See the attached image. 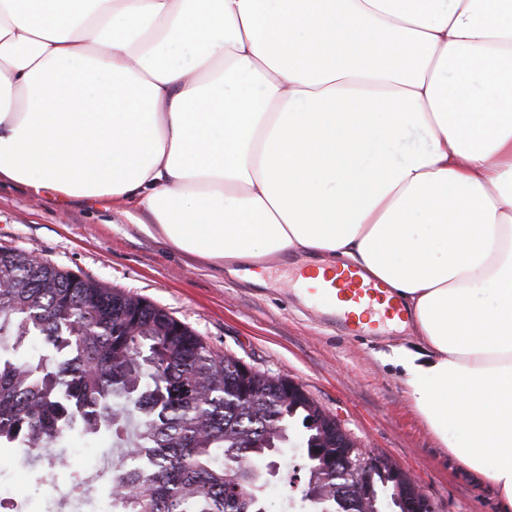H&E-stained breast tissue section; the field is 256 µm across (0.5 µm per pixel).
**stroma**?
I'll return each mask as SVG.
<instances>
[{
	"label": "stroma",
	"mask_w": 512,
	"mask_h": 512,
	"mask_svg": "<svg viewBox=\"0 0 512 512\" xmlns=\"http://www.w3.org/2000/svg\"><path fill=\"white\" fill-rule=\"evenodd\" d=\"M0 246L18 248L56 267L150 300L191 327L220 355L301 384L337 415L358 446L395 462L423 487L435 512H497L494 487L452 457L404 393L393 349L413 345L411 330L352 336L323 317L291 288L302 257L269 264L261 282L229 275L224 267L181 254L142 233L112 211L74 199L33 198L27 187L0 184ZM306 431L291 424L284 454L266 490L279 502L292 492L288 479L305 463ZM117 445L108 436L64 443L66 463L26 467L21 448L0 447V490L22 512H54L58 498L83 477L85 512L109 485L96 463Z\"/></svg>",
	"instance_id": "1"
}]
</instances>
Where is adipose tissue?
Returning a JSON list of instances; mask_svg holds the SVG:
<instances>
[{
  "label": "adipose tissue",
  "instance_id": "adipose-tissue-1",
  "mask_svg": "<svg viewBox=\"0 0 512 512\" xmlns=\"http://www.w3.org/2000/svg\"><path fill=\"white\" fill-rule=\"evenodd\" d=\"M1 180L384 283L406 395L512 512V0H0Z\"/></svg>",
  "mask_w": 512,
  "mask_h": 512
}]
</instances>
